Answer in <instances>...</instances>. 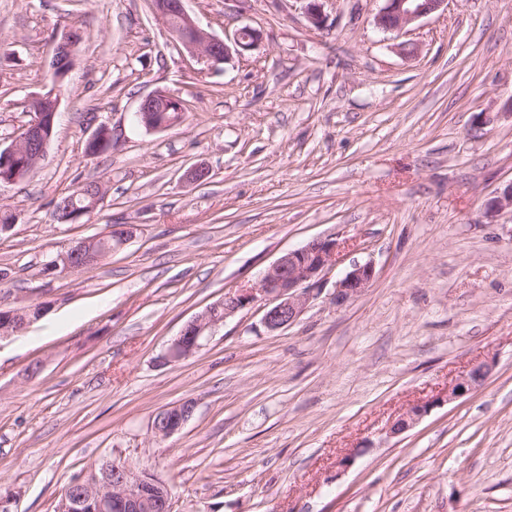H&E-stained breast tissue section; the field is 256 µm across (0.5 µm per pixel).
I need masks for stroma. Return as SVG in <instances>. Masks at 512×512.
Segmentation results:
<instances>
[{
    "label": "stroma",
    "instance_id": "obj_1",
    "mask_svg": "<svg viewBox=\"0 0 512 512\" xmlns=\"http://www.w3.org/2000/svg\"><path fill=\"white\" fill-rule=\"evenodd\" d=\"M381 5L325 0L317 28L305 0H188L215 36L262 35L215 71L152 0H0V147L49 89L55 42L84 33L35 174L0 186V308L45 307L0 341L11 512H53L107 460L165 481L175 512H512V211L484 216L512 180V0H448L400 34L376 29ZM156 90L187 105L164 131L134 118ZM102 125L111 149L87 154ZM88 182L96 209L53 222ZM115 224L133 235L111 255L45 273ZM314 238L339 252L296 323L269 332L249 306L161 363L189 320ZM356 262L375 279L336 305ZM477 362L491 377L445 401ZM186 400L190 420L155 437ZM193 408L192 401H185L162 410L152 423L155 436L166 438L180 430L191 417ZM429 410V405L417 404L411 407L404 415L391 423L390 433L394 436L401 435L416 425Z\"/></svg>",
    "mask_w": 512,
    "mask_h": 512
}]
</instances>
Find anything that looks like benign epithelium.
Here are the masks:
<instances>
[{"instance_id": "7a95c632", "label": "benign epithelium", "mask_w": 512, "mask_h": 512, "mask_svg": "<svg viewBox=\"0 0 512 512\" xmlns=\"http://www.w3.org/2000/svg\"><path fill=\"white\" fill-rule=\"evenodd\" d=\"M186 0H154L156 15L162 20L173 40L198 60L212 68L226 62L234 54L254 48L261 40L259 31L243 27L232 36L219 38L199 27L185 8ZM448 0H383L375 16L376 27L383 32L400 33L419 20L445 9ZM78 45L74 29L66 30L57 42L51 73V91L31 100L34 120L28 124L10 145L0 149V185L13 184L27 177L43 157L53 129L64 89V81L74 65ZM174 111V115L155 122V112ZM186 103L181 99L155 91L139 103L135 116L149 130L171 128L182 121ZM512 209V180L498 189L486 204L489 217ZM338 243L333 239L316 238L305 245L280 256L263 273L258 286L237 288L224 294V299L210 306L204 313L189 321L172 341L162 361L178 362L191 357L201 342L225 319L257 303L263 304L262 324L269 332H276L294 324L311 299V292L336 261ZM105 251L98 250L95 241H81L72 246L61 260H52L45 272L59 269L84 268L101 259ZM375 268L372 263L353 265L335 283L332 300L344 305L361 296L372 284ZM34 317L30 310L0 312V339L24 332ZM493 366L478 362L448 389L446 401L460 398L481 386L492 374ZM194 404L185 401L162 410L152 423L158 437H168L188 421ZM429 410L428 404H417L391 423L390 433L399 436L416 425ZM95 512H173L171 491L145 473L124 463H104L100 474L78 479L70 484V495L63 497L56 512H82L86 506Z\"/></svg>"}]
</instances>
